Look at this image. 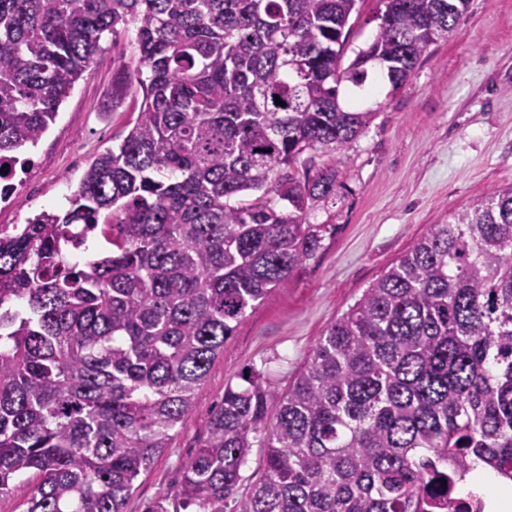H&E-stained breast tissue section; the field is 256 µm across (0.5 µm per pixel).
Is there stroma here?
<instances>
[{"label": "stroma", "instance_id": "obj_1", "mask_svg": "<svg viewBox=\"0 0 512 512\" xmlns=\"http://www.w3.org/2000/svg\"><path fill=\"white\" fill-rule=\"evenodd\" d=\"M385 0H362L349 21L344 55L352 61L376 35ZM133 34L104 36L88 75L28 155L27 191L0 207L1 224H22L62 205L86 167L118 145L139 115L142 90L112 83L134 55ZM369 124L333 153L313 154L308 177L336 174L335 201L318 205L314 224L331 225L325 246L240 322L205 386L150 471L135 482L125 512H147L174 491L180 466L199 447L224 387L244 369L263 371L282 393L326 328L430 229L492 187L512 183V0H470L467 17L432 44L398 90L379 83L358 92Z\"/></svg>", "mask_w": 512, "mask_h": 512}]
</instances>
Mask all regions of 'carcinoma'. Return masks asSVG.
Listing matches in <instances>:
<instances>
[{
  "label": "carcinoma",
  "mask_w": 512,
  "mask_h": 512,
  "mask_svg": "<svg viewBox=\"0 0 512 512\" xmlns=\"http://www.w3.org/2000/svg\"><path fill=\"white\" fill-rule=\"evenodd\" d=\"M360 2L0 0V163H27L106 34L134 29L143 93L67 205L0 237V494L36 474L25 512H124L247 311L324 248L336 179L296 168L369 124L343 89L373 66L403 86L469 4L386 0L346 66ZM479 466L512 482V184L431 225L282 396L227 384L147 512H473ZM264 466V449L253 448L248 456V462L243 469L245 480L240 486L239 492L246 494L251 487L252 481L260 475Z\"/></svg>",
  "instance_id": "1"
}]
</instances>
